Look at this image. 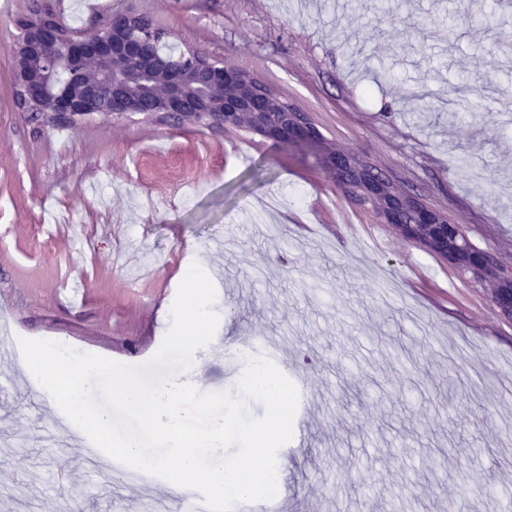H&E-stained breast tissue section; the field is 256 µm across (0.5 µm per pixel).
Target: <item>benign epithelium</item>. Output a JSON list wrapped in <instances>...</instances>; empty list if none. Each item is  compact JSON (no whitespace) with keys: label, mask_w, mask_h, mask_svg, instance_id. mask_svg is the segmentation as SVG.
<instances>
[{"label":"benign epithelium","mask_w":512,"mask_h":512,"mask_svg":"<svg viewBox=\"0 0 512 512\" xmlns=\"http://www.w3.org/2000/svg\"><path fill=\"white\" fill-rule=\"evenodd\" d=\"M16 28L9 51L22 112L46 111L67 123L93 114L114 121L143 114L178 125L241 128L275 142L321 141L308 113L290 107L252 74L193 49L177 57L150 54L160 36L137 14H114L101 30L70 39L44 9L21 16ZM60 58L74 73L52 89L47 76ZM327 161L343 190L360 202L370 200L382 223L406 240L439 251L450 266L489 285L492 303L512 318V271L471 245L460 221L399 193L383 175L363 183L370 163L353 152L333 150Z\"/></svg>","instance_id":"7a95c632"}]
</instances>
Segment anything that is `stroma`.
<instances>
[{"mask_svg": "<svg viewBox=\"0 0 512 512\" xmlns=\"http://www.w3.org/2000/svg\"><path fill=\"white\" fill-rule=\"evenodd\" d=\"M30 0H0V512H142L141 487L53 440L57 412L9 363L56 336L128 365L159 349L192 263L215 277L222 345L206 391L236 393L233 343L276 339L306 385L282 512H498L512 486V319L490 290L336 185L315 148L134 114L58 128L18 111L9 46ZM90 33L147 18L257 77L404 193L512 268V7L498 0H38ZM487 96L435 118L451 85ZM470 171H461L460 151ZM74 467L69 486L57 468Z\"/></svg>", "mask_w": 512, "mask_h": 512, "instance_id": "1", "label": "stroma"}]
</instances>
